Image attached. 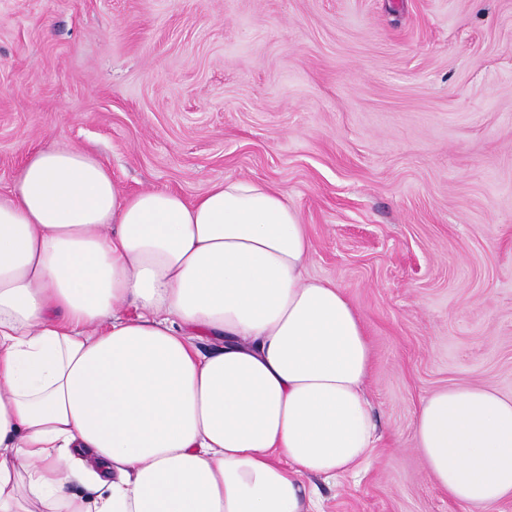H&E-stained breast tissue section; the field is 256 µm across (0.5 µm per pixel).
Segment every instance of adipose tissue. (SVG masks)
<instances>
[{
	"label": "adipose tissue",
	"instance_id": "adipose-tissue-1",
	"mask_svg": "<svg viewBox=\"0 0 512 512\" xmlns=\"http://www.w3.org/2000/svg\"><path fill=\"white\" fill-rule=\"evenodd\" d=\"M311 253L267 182L189 201L31 151L0 196V512H314L309 478L358 471L377 421L365 328ZM413 438L449 498H512V395L434 390Z\"/></svg>",
	"mask_w": 512,
	"mask_h": 512
}]
</instances>
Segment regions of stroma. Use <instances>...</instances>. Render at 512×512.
<instances>
[{"mask_svg":"<svg viewBox=\"0 0 512 512\" xmlns=\"http://www.w3.org/2000/svg\"><path fill=\"white\" fill-rule=\"evenodd\" d=\"M52 143L128 191L285 192L371 352L376 448L323 512H471L413 425L512 394V0H0V194Z\"/></svg>","mask_w":512,"mask_h":512,"instance_id":"stroma-1","label":"stroma"}]
</instances>
